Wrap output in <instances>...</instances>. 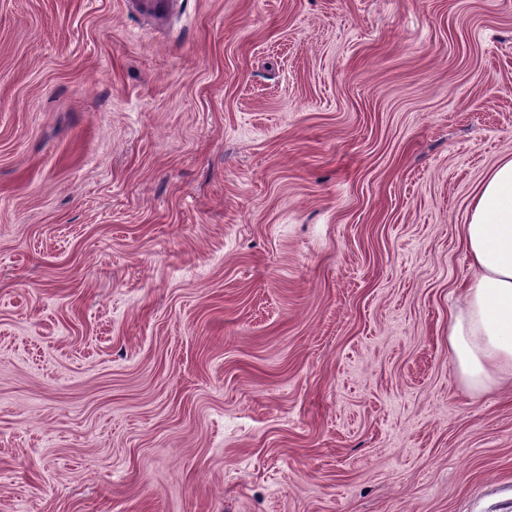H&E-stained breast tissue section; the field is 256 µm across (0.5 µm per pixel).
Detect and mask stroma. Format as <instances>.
<instances>
[{
	"label": "stroma",
	"instance_id": "obj_1",
	"mask_svg": "<svg viewBox=\"0 0 512 512\" xmlns=\"http://www.w3.org/2000/svg\"><path fill=\"white\" fill-rule=\"evenodd\" d=\"M510 155L512 0H0V512H512ZM460 240L471 277L448 320V352L471 395L512 382V156L476 187Z\"/></svg>",
	"mask_w": 512,
	"mask_h": 512
}]
</instances>
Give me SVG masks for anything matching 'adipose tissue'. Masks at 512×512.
Returning <instances> with one entry per match:
<instances>
[{
  "mask_svg": "<svg viewBox=\"0 0 512 512\" xmlns=\"http://www.w3.org/2000/svg\"><path fill=\"white\" fill-rule=\"evenodd\" d=\"M460 240L471 277L448 320V352L470 394L512 382V156L476 187Z\"/></svg>",
  "mask_w": 512,
  "mask_h": 512,
  "instance_id": "1",
  "label": "adipose tissue"
}]
</instances>
